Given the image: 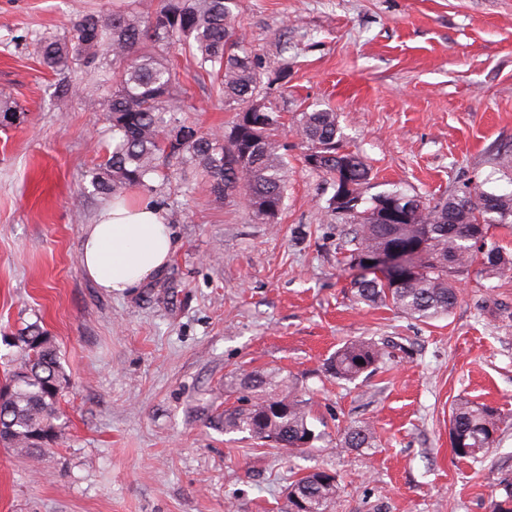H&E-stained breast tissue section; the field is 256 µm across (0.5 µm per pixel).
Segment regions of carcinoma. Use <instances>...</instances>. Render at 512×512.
Masks as SVG:
<instances>
[{
	"label": "carcinoma",
	"mask_w": 512,
	"mask_h": 512,
	"mask_svg": "<svg viewBox=\"0 0 512 512\" xmlns=\"http://www.w3.org/2000/svg\"><path fill=\"white\" fill-rule=\"evenodd\" d=\"M236 0H138L131 11L88 13L72 22L66 35L45 36L37 43L44 66L64 73L76 65L95 70L107 91L112 121V152L90 172V185L101 195L120 198L122 190L149 187L171 160L193 169L218 198L239 195L253 217L275 222L284 206L288 167L277 131L282 115L261 98L263 72L257 57L242 48L235 25ZM178 42L192 54L199 71L213 77V89L225 109L235 112L230 130H203L180 118L190 109L186 89L172 62L155 50ZM22 108L0 96V126L16 123ZM296 132L306 150L321 148L312 167L328 178L333 190L349 162L350 197L345 205L329 199L335 213L346 208L349 231L339 243L349 267L364 274L351 283L357 304L388 307L419 321L448 316L459 292L455 276L477 267L485 279L512 271V254L488 242L494 224L512 223V194H498L483 182H466L437 199H417V212L387 219L383 200L404 197L398 191L366 196L372 169L366 158L343 143L336 113L300 112ZM482 163L512 168V154L486 151ZM405 256L406 269H382L370 261L389 254ZM29 374L10 376L0 389V423L8 435L0 442L20 451H42L61 435L60 401L67 381L58 348L40 326L18 336ZM389 356L386 345L357 339L339 348L328 362L338 380L353 382L372 373ZM364 363H358V360ZM236 401L224 407L216 425L226 433L257 438L266 432L274 449L303 450L319 438L310 421L308 402L298 384L279 368L243 371L231 376ZM449 438L456 456L475 459L494 447L500 414L494 408L461 399L452 408ZM376 430L364 422L344 430L340 447H376ZM502 498L491 512H512V474L499 483ZM336 476L315 470L288 483L285 512H333Z\"/></svg>",
	"instance_id": "carcinoma-1"
}]
</instances>
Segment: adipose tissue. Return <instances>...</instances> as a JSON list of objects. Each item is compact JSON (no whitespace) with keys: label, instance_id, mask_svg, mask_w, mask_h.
I'll list each match as a JSON object with an SVG mask.
<instances>
[{"label":"adipose tissue","instance_id":"1","mask_svg":"<svg viewBox=\"0 0 512 512\" xmlns=\"http://www.w3.org/2000/svg\"><path fill=\"white\" fill-rule=\"evenodd\" d=\"M174 243L161 210L145 203H113L89 225L79 253L86 276L106 291L138 286L169 262Z\"/></svg>","mask_w":512,"mask_h":512}]
</instances>
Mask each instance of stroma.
<instances>
[{"label":"stroma","instance_id":"stroma-1","mask_svg":"<svg viewBox=\"0 0 512 512\" xmlns=\"http://www.w3.org/2000/svg\"><path fill=\"white\" fill-rule=\"evenodd\" d=\"M133 0H0V94L25 119L0 127V378L18 365V329L54 336L69 379L62 435L39 459L0 446V512H283L289 481L335 473L334 512H489L512 473V274L461 275L451 315L423 322L355 304L340 261L345 224L333 189L309 169L293 117L336 112L373 167L372 193L440 197L468 180L512 193V174L483 165L512 147V0H238L243 47L280 110L288 185L276 223L240 197L215 199L176 167L128 200L162 208L175 242L165 270L123 294L98 288L78 261L109 199L89 169L112 149L95 76L58 74L36 54L89 11ZM209 130L231 121L212 80L172 47ZM388 341L389 359L353 383L328 358L345 342ZM298 378L321 438L288 452L210 427L236 372ZM467 399L498 410L502 431L479 459L456 457L448 425ZM367 421L378 445L339 448Z\"/></svg>","mask_w":512,"mask_h":512}]
</instances>
